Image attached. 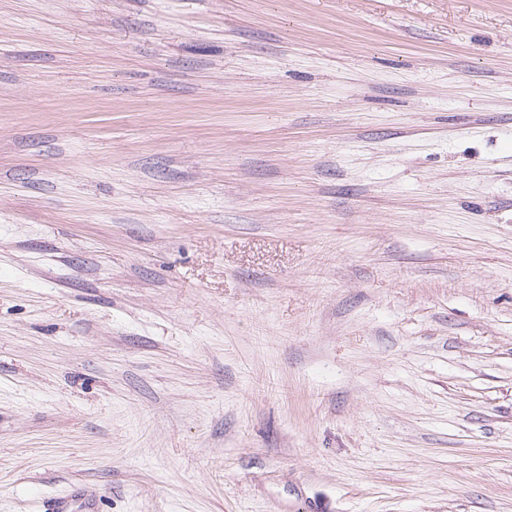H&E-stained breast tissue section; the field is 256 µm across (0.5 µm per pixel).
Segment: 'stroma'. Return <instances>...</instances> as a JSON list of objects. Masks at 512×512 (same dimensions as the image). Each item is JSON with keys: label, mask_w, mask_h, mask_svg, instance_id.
I'll use <instances>...</instances> for the list:
<instances>
[{"label": "stroma", "mask_w": 512, "mask_h": 512, "mask_svg": "<svg viewBox=\"0 0 512 512\" xmlns=\"http://www.w3.org/2000/svg\"><path fill=\"white\" fill-rule=\"evenodd\" d=\"M512 512V0H0V512ZM43 509L45 512H96L93 501L78 490L47 501Z\"/></svg>", "instance_id": "obj_1"}]
</instances>
